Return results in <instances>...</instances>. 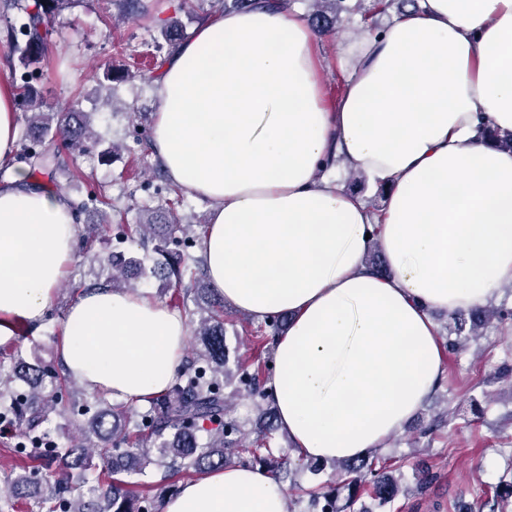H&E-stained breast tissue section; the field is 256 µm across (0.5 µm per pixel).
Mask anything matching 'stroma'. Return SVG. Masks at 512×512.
Returning a JSON list of instances; mask_svg holds the SVG:
<instances>
[{
	"mask_svg": "<svg viewBox=\"0 0 512 512\" xmlns=\"http://www.w3.org/2000/svg\"><path fill=\"white\" fill-rule=\"evenodd\" d=\"M182 0H156L151 19L123 15L119 0H80L55 19L50 64L38 84L45 111L63 112L78 105L88 112L99 136L97 145L78 157L81 180L38 176L37 184L70 198L83 196L88 185L110 189L113 218L136 224L145 207L158 203L156 190L163 181L155 163L133 161L128 148L142 129L151 127L156 106L151 50L161 43V27L181 21L184 37L220 11L217 0H196L185 13ZM343 29L321 34L318 50L330 66L325 85L328 100H335L346 66L340 45ZM135 59L142 76L100 87L98 75ZM125 251L152 268L162 257L153 243L122 242L117 230L79 249L78 261L67 267L62 284L38 329L19 325L13 341L26 362H58L62 324L73 301V282L104 281L107 268L100 261L111 252ZM224 329L230 360L250 357L264 368L272 366L271 346H257V323L232 307L224 309ZM442 379L416 415L381 453L394 457L402 474L401 492L386 505L363 497V512H490L487 503L497 488L512 482V380L499 377L512 366V320L480 326L468 346L455 354L443 353Z\"/></svg>",
	"mask_w": 512,
	"mask_h": 512,
	"instance_id": "1",
	"label": "stroma"
}]
</instances>
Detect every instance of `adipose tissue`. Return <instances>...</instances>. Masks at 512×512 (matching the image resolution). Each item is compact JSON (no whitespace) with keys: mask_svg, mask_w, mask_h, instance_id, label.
Masks as SVG:
<instances>
[{"mask_svg":"<svg viewBox=\"0 0 512 512\" xmlns=\"http://www.w3.org/2000/svg\"><path fill=\"white\" fill-rule=\"evenodd\" d=\"M297 9L229 10L169 54L156 83L155 162L210 203V285L256 321L284 314L265 389L293 448L360 459L399 434L442 374L434 313L485 305L512 279V0H420L382 36L357 35L343 89ZM13 90L0 82V346L41 326L77 256L65 194L12 166ZM387 188L372 210L338 172ZM379 247L387 271L365 257ZM65 374L148 402L174 383L188 328L119 288L81 294L63 323ZM164 512H286L268 471L232 464L184 482Z\"/></svg>","mask_w":512,"mask_h":512,"instance_id":"obj_1","label":"adipose tissue"}]
</instances>
